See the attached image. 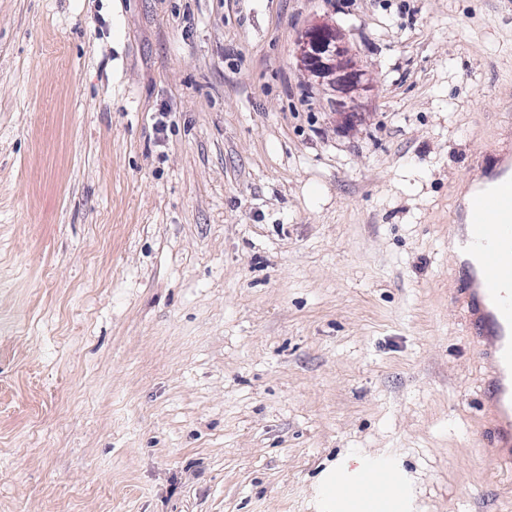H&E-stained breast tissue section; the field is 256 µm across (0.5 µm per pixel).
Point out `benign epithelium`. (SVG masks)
<instances>
[{
    "mask_svg": "<svg viewBox=\"0 0 512 512\" xmlns=\"http://www.w3.org/2000/svg\"><path fill=\"white\" fill-rule=\"evenodd\" d=\"M298 56L310 76L349 99L368 88L366 74L353 63L341 32L316 24L298 42Z\"/></svg>",
    "mask_w": 512,
    "mask_h": 512,
    "instance_id": "7a95c632",
    "label": "benign epithelium"
}]
</instances>
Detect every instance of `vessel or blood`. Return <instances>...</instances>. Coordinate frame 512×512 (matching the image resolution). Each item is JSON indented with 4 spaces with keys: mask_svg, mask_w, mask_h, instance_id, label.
Returning <instances> with one entry per match:
<instances>
[{
    "mask_svg": "<svg viewBox=\"0 0 512 512\" xmlns=\"http://www.w3.org/2000/svg\"><path fill=\"white\" fill-rule=\"evenodd\" d=\"M460 234L449 235L448 250L460 255L466 278L457 300L463 305L478 354L487 366L484 391L486 433L493 454L512 460V148H495L472 190ZM348 493L336 512L358 500L376 507L387 498L400 507L403 492L383 468L363 465L340 473Z\"/></svg>",
    "mask_w": 512,
    "mask_h": 512,
    "instance_id": "vessel-or-blood-1",
    "label": "vessel or blood"
}]
</instances>
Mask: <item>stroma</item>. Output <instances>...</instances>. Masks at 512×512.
Masks as SVG:
<instances>
[{
  "label": "stroma",
  "instance_id": "stroma-1",
  "mask_svg": "<svg viewBox=\"0 0 512 512\" xmlns=\"http://www.w3.org/2000/svg\"><path fill=\"white\" fill-rule=\"evenodd\" d=\"M511 114L512 0H0V512H512L448 301ZM298 56L310 76L321 85L352 100L368 87L366 74L353 63L341 32L316 24L298 42ZM336 483L348 489L346 497L336 496V512H344L350 501H363L368 512H375L378 500L384 496L396 510L400 509L403 491L392 480L386 469L362 465L339 473Z\"/></svg>",
  "mask_w": 512,
  "mask_h": 512
}]
</instances>
